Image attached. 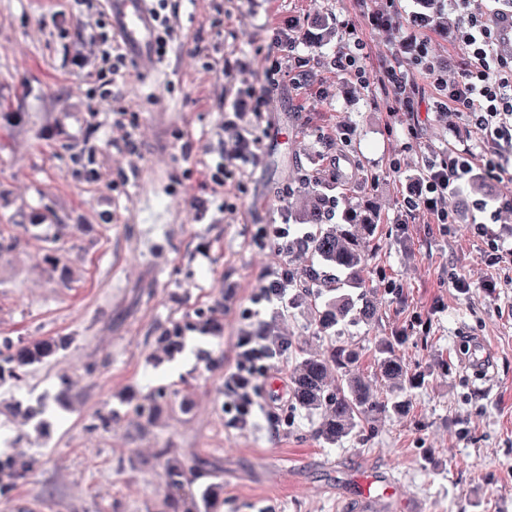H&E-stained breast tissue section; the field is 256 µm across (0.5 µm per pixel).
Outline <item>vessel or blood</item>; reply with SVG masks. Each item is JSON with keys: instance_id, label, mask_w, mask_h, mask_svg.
<instances>
[{"instance_id": "b4317fda", "label": "vessel or blood", "mask_w": 512, "mask_h": 512, "mask_svg": "<svg viewBox=\"0 0 512 512\" xmlns=\"http://www.w3.org/2000/svg\"><path fill=\"white\" fill-rule=\"evenodd\" d=\"M148 0H112V29L139 61L154 53L155 28Z\"/></svg>"}]
</instances>
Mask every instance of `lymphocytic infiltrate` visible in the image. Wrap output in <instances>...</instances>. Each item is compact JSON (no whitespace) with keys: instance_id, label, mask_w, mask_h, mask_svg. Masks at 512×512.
Returning a JSON list of instances; mask_svg holds the SVG:
<instances>
[{"instance_id":"1","label":"lymphocytic infiltrate","mask_w":512,"mask_h":512,"mask_svg":"<svg viewBox=\"0 0 512 512\" xmlns=\"http://www.w3.org/2000/svg\"><path fill=\"white\" fill-rule=\"evenodd\" d=\"M497 2L433 0L430 12H409L399 53L385 74V87L392 94L396 111L414 112L408 75L418 68L438 91L440 111H452L482 135L479 154L429 155L405 200L408 212L432 210L442 225L456 223L454 200L475 173L512 180V67L507 66L498 49L504 12ZM448 9L463 18L461 24L451 28L465 56V75L459 80L447 79L435 68L429 60L428 43L422 38L425 31L436 28L440 13ZM238 117L233 109L224 113V132L232 146L221 151L211 164L213 180H224L230 164H255L260 159L261 135L258 130L240 126ZM286 348L285 339L267 324L242 330L237 336L235 364L224 381V407L231 412L233 425L248 426L260 409L269 424H277V405L272 401L260 403L259 395L264 380L278 369Z\"/></svg>"}]
</instances>
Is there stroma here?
Here are the masks:
<instances>
[{
  "instance_id": "obj_1",
  "label": "stroma",
  "mask_w": 512,
  "mask_h": 512,
  "mask_svg": "<svg viewBox=\"0 0 512 512\" xmlns=\"http://www.w3.org/2000/svg\"><path fill=\"white\" fill-rule=\"evenodd\" d=\"M424 6L165 0L166 55L149 68L127 60L114 79L100 43L111 17L98 0H0V241L18 240L0 254V338H74L60 361L1 383L0 403L56 395L64 378L79 395L42 436L0 414V453L43 459L0 512H163L165 446L202 460L194 490L222 484L219 512H362L372 478L394 489L378 512H512V265L490 263L472 226L474 194L455 200L458 221L445 230L404 204L430 150L475 152L480 136L439 116L424 83L409 136L383 85L395 45L368 21L379 8L402 17ZM325 24L334 34L322 41ZM278 31L296 47L273 63L266 46ZM351 50L364 81L331 65ZM272 68L279 85L259 120L242 93H263ZM232 105L242 125L260 127L263 155L234 166L222 188L205 164L224 148ZM301 172L325 177L337 212L376 213L366 279L377 315L344 329L362 371L374 376L377 344L400 337L419 377L407 413L377 417L332 448L289 399L296 354L319 346L299 307L279 320L291 344L268 383L280 396L278 437L263 416L238 430L217 413L235 338L254 321L272 261L250 237L280 222ZM199 200L209 207L203 224ZM458 278L467 290L452 287ZM217 307L224 331L215 339L196 325ZM174 327L186 342L169 358L155 338ZM469 337L488 346V374L463 365ZM159 387L169 396L149 423L135 405ZM111 411L109 431H89L96 413Z\"/></svg>"
}]
</instances>
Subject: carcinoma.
I'll return each instance as SVG.
<instances>
[{
  "label": "carcinoma",
  "instance_id": "obj_1",
  "mask_svg": "<svg viewBox=\"0 0 512 512\" xmlns=\"http://www.w3.org/2000/svg\"><path fill=\"white\" fill-rule=\"evenodd\" d=\"M300 189L291 202L300 223L311 230L299 250H288V264L303 281L295 286L293 303L307 305L317 333L325 346L313 354H301L292 371V398L308 413L319 415L313 437L325 444L339 445L358 432L370 418L387 412L404 413L409 400L404 393L414 377L408 374L395 344L388 341L378 347L375 359L377 377L384 381L390 395L377 393L360 371V350L341 336L342 327L373 320L376 305L373 289L366 287L367 236L372 225L359 222L349 212L348 223L332 224L325 217L326 198L310 190L308 177L299 175ZM72 338L48 336L43 339L0 340V381H21L33 369L66 350ZM184 337L164 331L158 346L169 356L178 353ZM46 404L40 400L23 408L25 418L42 430ZM163 459L164 494L169 512H212L221 488L213 485L196 494L190 489L192 478L203 461L170 456V449L159 452ZM34 457L12 456L0 460V492L25 478Z\"/></svg>",
  "mask_w": 512,
  "mask_h": 512
}]
</instances>
